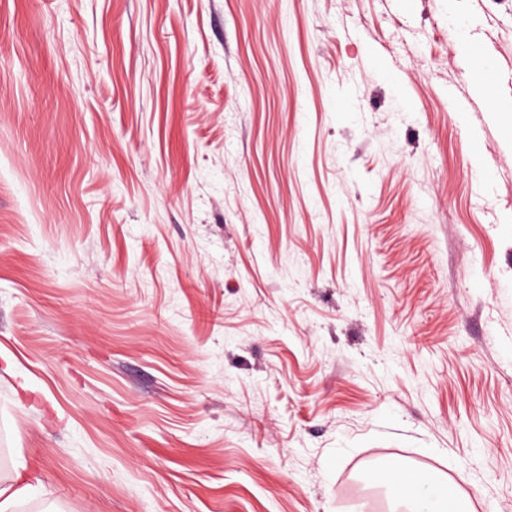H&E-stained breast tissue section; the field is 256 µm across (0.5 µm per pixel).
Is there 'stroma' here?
<instances>
[{"label": "stroma", "mask_w": 512, "mask_h": 512, "mask_svg": "<svg viewBox=\"0 0 512 512\" xmlns=\"http://www.w3.org/2000/svg\"><path fill=\"white\" fill-rule=\"evenodd\" d=\"M383 459L512 512V0H0L13 512H407Z\"/></svg>", "instance_id": "1"}]
</instances>
